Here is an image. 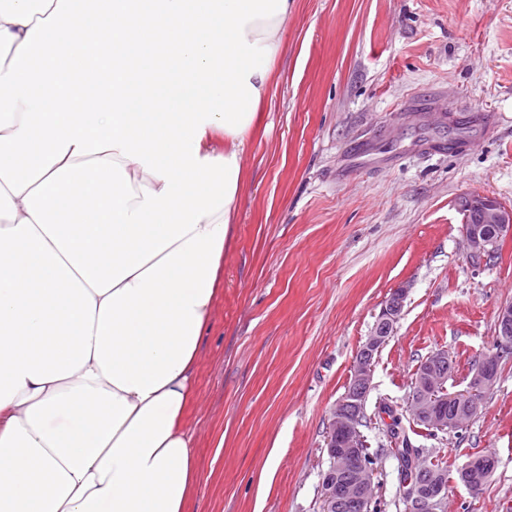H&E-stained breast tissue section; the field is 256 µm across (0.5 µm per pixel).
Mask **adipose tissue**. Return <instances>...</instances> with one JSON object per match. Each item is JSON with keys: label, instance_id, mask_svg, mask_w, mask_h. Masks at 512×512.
I'll return each mask as SVG.
<instances>
[{"label": "adipose tissue", "instance_id": "obj_1", "mask_svg": "<svg viewBox=\"0 0 512 512\" xmlns=\"http://www.w3.org/2000/svg\"><path fill=\"white\" fill-rule=\"evenodd\" d=\"M293 8L0 0V512H185L181 420Z\"/></svg>", "mask_w": 512, "mask_h": 512}]
</instances>
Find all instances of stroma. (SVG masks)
<instances>
[{"instance_id": "stroma-1", "label": "stroma", "mask_w": 512, "mask_h": 512, "mask_svg": "<svg viewBox=\"0 0 512 512\" xmlns=\"http://www.w3.org/2000/svg\"><path fill=\"white\" fill-rule=\"evenodd\" d=\"M281 41L184 417L186 512H321L330 412L401 287L362 434L374 512H404L381 406L411 424L416 371L440 349L449 391L466 389L512 302V238L472 257L458 209L512 208V0H295ZM413 442L448 467L444 512H512V358L466 429ZM482 454L498 464L474 493L455 472Z\"/></svg>"}]
</instances>
